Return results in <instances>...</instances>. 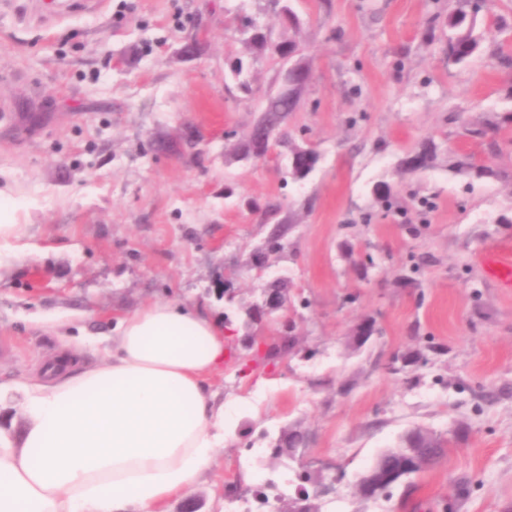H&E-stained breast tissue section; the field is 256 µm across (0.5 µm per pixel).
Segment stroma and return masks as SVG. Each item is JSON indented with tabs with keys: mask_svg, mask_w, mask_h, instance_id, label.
Masks as SVG:
<instances>
[{
	"mask_svg": "<svg viewBox=\"0 0 512 512\" xmlns=\"http://www.w3.org/2000/svg\"><path fill=\"white\" fill-rule=\"evenodd\" d=\"M46 2L0 0V202L29 226L0 266V382L62 352L100 364L115 320L156 301L207 304L240 349L290 321L295 348L210 379L229 407L200 512H234L263 482L262 512H287L308 473L331 487L317 512H512V292L483 265L512 253V0L474 13L463 63L447 51L457 0H288L293 30L274 0ZM247 18L295 39L309 70L283 125L319 154L304 179L288 144L235 157L280 67L246 43ZM429 140L433 162L404 172ZM463 154L476 168L458 174ZM273 201L288 234L260 269ZM280 279L286 309L247 323ZM294 429L305 446L272 457ZM414 430L444 456L363 498L359 478Z\"/></svg>",
	"mask_w": 512,
	"mask_h": 512,
	"instance_id": "obj_1",
	"label": "stroma"
}]
</instances>
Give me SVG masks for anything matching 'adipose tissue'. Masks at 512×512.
I'll return each mask as SVG.
<instances>
[{
  "mask_svg": "<svg viewBox=\"0 0 512 512\" xmlns=\"http://www.w3.org/2000/svg\"><path fill=\"white\" fill-rule=\"evenodd\" d=\"M227 336L197 305L156 302L120 317L103 364L0 387L23 418L0 428V512H167L224 445L208 382Z\"/></svg>",
  "mask_w": 512,
  "mask_h": 512,
  "instance_id": "1",
  "label": "adipose tissue"
}]
</instances>
